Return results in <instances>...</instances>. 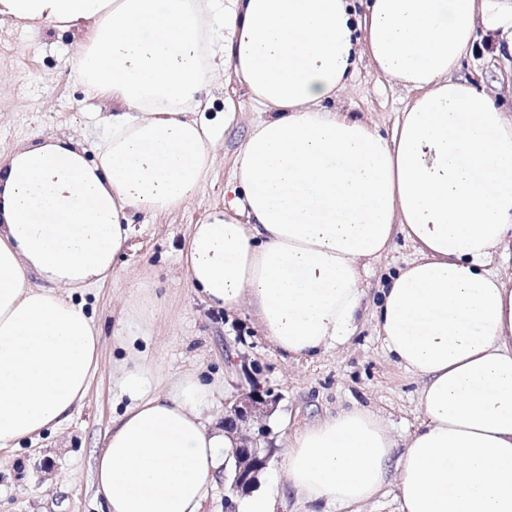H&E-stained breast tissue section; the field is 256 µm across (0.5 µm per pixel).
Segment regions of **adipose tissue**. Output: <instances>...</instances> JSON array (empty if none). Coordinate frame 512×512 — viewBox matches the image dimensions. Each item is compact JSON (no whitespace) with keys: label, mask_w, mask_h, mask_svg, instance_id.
<instances>
[{"label":"adipose tissue","mask_w":512,"mask_h":512,"mask_svg":"<svg viewBox=\"0 0 512 512\" xmlns=\"http://www.w3.org/2000/svg\"><path fill=\"white\" fill-rule=\"evenodd\" d=\"M222 17L215 53L210 21ZM79 38L75 69L111 100L94 153L55 136L0 156V447L60 427L88 395L102 340L71 292L102 281L131 212L198 193L213 140L197 117L216 73L259 112L238 159L244 197L193 225L183 271L210 305L249 304L270 344L313 357L352 339L362 268L395 232L418 259L392 276L376 328L421 379V420L402 453L355 408L296 432L288 488L351 507L395 477L401 512H512V120L454 72L478 32L512 42V0H0V20ZM416 97L390 136L327 111L361 60ZM41 286H32L30 275ZM129 403L94 461L106 512H202L230 466L207 428L214 386L188 374L149 388L125 371Z\"/></svg>","instance_id":"adipose-tissue-1"}]
</instances>
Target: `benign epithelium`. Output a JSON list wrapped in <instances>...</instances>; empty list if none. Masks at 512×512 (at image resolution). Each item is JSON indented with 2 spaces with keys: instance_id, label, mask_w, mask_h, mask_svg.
Segmentation results:
<instances>
[{
  "instance_id": "benign-epithelium-1",
  "label": "benign epithelium",
  "mask_w": 512,
  "mask_h": 512,
  "mask_svg": "<svg viewBox=\"0 0 512 512\" xmlns=\"http://www.w3.org/2000/svg\"><path fill=\"white\" fill-rule=\"evenodd\" d=\"M273 402L270 394L254 390L249 395L235 401L227 408L223 418L224 430L236 438L232 448L235 460L230 491L239 492L250 488L257 480L258 474L267 468L273 449L266 446L264 431L244 434L242 429L249 426L257 413Z\"/></svg>"
}]
</instances>
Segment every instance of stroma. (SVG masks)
I'll return each mask as SVG.
<instances>
[{
	"instance_id": "35a3bbf8",
	"label": "stroma",
	"mask_w": 512,
	"mask_h": 512,
	"mask_svg": "<svg viewBox=\"0 0 512 512\" xmlns=\"http://www.w3.org/2000/svg\"><path fill=\"white\" fill-rule=\"evenodd\" d=\"M77 38L51 27L26 29L0 21V155L48 135L73 138L86 150L105 134L111 103L87 94L74 67ZM500 99L512 116V51L494 33L481 35L456 72ZM199 98L216 131L213 166L196 197L176 210L129 217L132 232L108 279L74 293L102 338L101 361L82 407L58 429L0 449V512H104L92 470L116 415L129 399L125 369L150 367V386L170 388L201 372L216 383L204 417L223 415L230 401L253 386L276 403L257 424L267 444L284 447L297 430L342 410L376 413L398 445L421 419L420 380L396 365L375 331V311L390 274L417 252L402 234L371 262L363 277L366 308L349 343L314 357L290 358L263 337L251 307L234 314L209 306L181 272L190 225L232 199L241 148L258 118L246 88L226 77L207 83ZM413 91L360 62L346 91L328 110L350 112L388 133Z\"/></svg>"
}]
</instances>
